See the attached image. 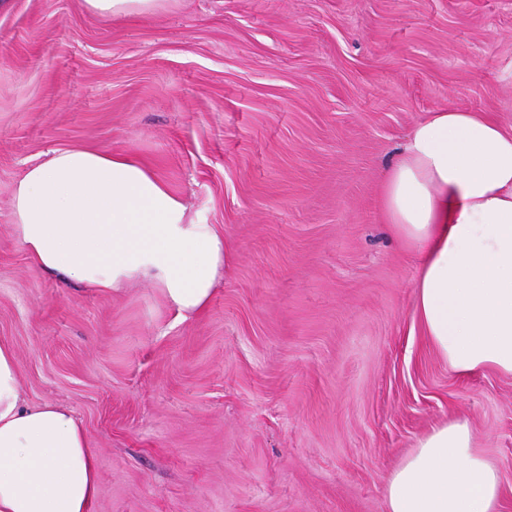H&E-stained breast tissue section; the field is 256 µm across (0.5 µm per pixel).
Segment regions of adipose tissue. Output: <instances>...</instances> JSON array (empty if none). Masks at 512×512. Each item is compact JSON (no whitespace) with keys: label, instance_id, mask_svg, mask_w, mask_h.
<instances>
[{"label":"adipose tissue","instance_id":"1","mask_svg":"<svg viewBox=\"0 0 512 512\" xmlns=\"http://www.w3.org/2000/svg\"><path fill=\"white\" fill-rule=\"evenodd\" d=\"M163 0H83L109 21ZM387 224L420 255L415 313L459 377L512 375V132L479 112L419 121L382 187ZM31 262L101 293L147 279L179 315L207 307L228 260L212 225L132 153L69 148L26 170L12 191ZM387 512H498L501 475L470 425L434 427L394 469ZM97 460L73 411L23 404L13 349L0 343V512H92Z\"/></svg>","mask_w":512,"mask_h":512}]
</instances>
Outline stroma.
<instances>
[{
    "mask_svg": "<svg viewBox=\"0 0 512 512\" xmlns=\"http://www.w3.org/2000/svg\"><path fill=\"white\" fill-rule=\"evenodd\" d=\"M438 108L512 130V0H168L108 23L83 0L0 7V343L25 404L81 420L93 512H387L389 473L451 418L512 512V376L438 357L381 205ZM75 147L137 154L223 236L202 314L30 261L12 187Z\"/></svg>",
    "mask_w": 512,
    "mask_h": 512,
    "instance_id": "1",
    "label": "stroma"
}]
</instances>
